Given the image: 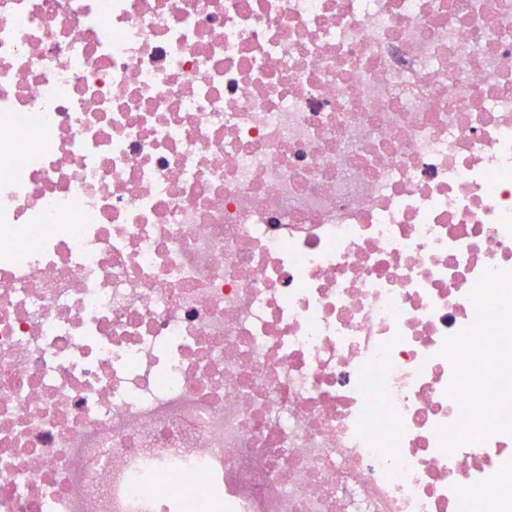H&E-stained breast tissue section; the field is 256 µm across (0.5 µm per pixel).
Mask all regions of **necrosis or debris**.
<instances>
[{"label":"necrosis or debris","instance_id":"obj_1","mask_svg":"<svg viewBox=\"0 0 512 512\" xmlns=\"http://www.w3.org/2000/svg\"><path fill=\"white\" fill-rule=\"evenodd\" d=\"M0 512H512V0H0Z\"/></svg>","mask_w":512,"mask_h":512}]
</instances>
